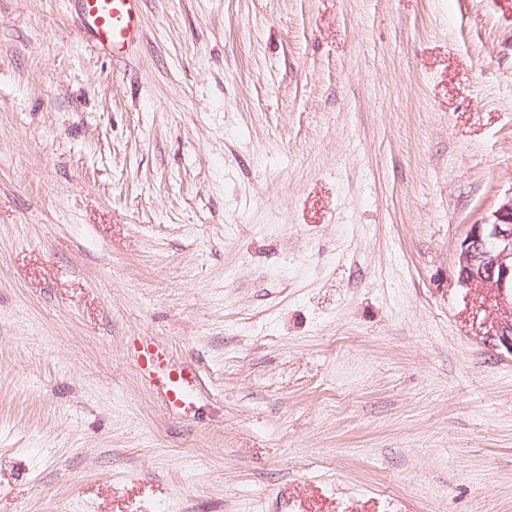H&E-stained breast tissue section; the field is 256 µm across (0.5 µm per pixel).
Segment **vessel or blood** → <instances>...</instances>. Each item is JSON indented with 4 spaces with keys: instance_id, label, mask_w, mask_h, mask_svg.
I'll return each instance as SVG.
<instances>
[{
    "instance_id": "1",
    "label": "vessel or blood",
    "mask_w": 512,
    "mask_h": 512,
    "mask_svg": "<svg viewBox=\"0 0 512 512\" xmlns=\"http://www.w3.org/2000/svg\"><path fill=\"white\" fill-rule=\"evenodd\" d=\"M79 28L100 52L122 62L143 37V0H75ZM141 373L165 404L190 418L198 409L200 385L195 372L176 365L168 348L146 339Z\"/></svg>"
}]
</instances>
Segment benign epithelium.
Here are the masks:
<instances>
[{"label":"benign epithelium","mask_w":512,"mask_h":512,"mask_svg":"<svg viewBox=\"0 0 512 512\" xmlns=\"http://www.w3.org/2000/svg\"><path fill=\"white\" fill-rule=\"evenodd\" d=\"M494 220L472 224L456 252L459 282L494 291L500 307L512 309V197L493 214Z\"/></svg>","instance_id":"benign-epithelium-1"}]
</instances>
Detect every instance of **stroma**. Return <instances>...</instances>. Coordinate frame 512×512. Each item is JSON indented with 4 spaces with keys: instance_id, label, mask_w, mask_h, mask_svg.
<instances>
[{
    "instance_id": "35a3bbf8",
    "label": "stroma",
    "mask_w": 512,
    "mask_h": 512,
    "mask_svg": "<svg viewBox=\"0 0 512 512\" xmlns=\"http://www.w3.org/2000/svg\"><path fill=\"white\" fill-rule=\"evenodd\" d=\"M0 0V512H512V0ZM199 376L196 417L141 342ZM79 28L93 46L122 62L143 37V0H74ZM492 222L470 225L456 252L459 282L491 288L500 307L512 309V195ZM140 369L166 405L183 417L195 415L201 394L197 376L191 370L179 368L164 344L153 338L146 339Z\"/></svg>"
}]
</instances>
